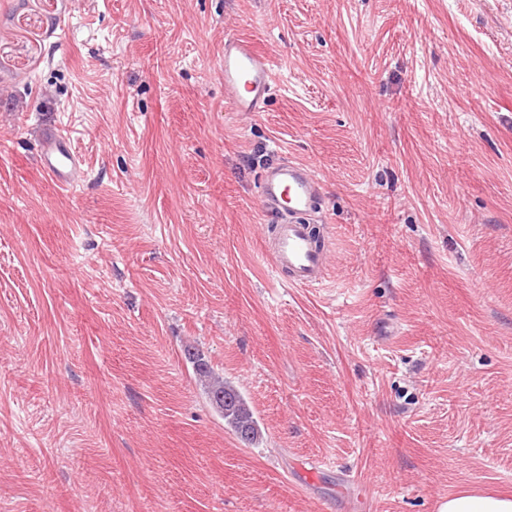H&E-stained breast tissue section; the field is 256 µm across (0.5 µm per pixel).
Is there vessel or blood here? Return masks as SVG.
<instances>
[{"label": "vessel or blood", "instance_id": "1", "mask_svg": "<svg viewBox=\"0 0 512 512\" xmlns=\"http://www.w3.org/2000/svg\"><path fill=\"white\" fill-rule=\"evenodd\" d=\"M224 99L237 112L263 111L274 87L271 65L250 40L224 38ZM38 163L63 186H74L85 176L70 140L50 129L41 138ZM323 192L315 173L294 161H279L265 168L259 185V203L274 225L276 236L270 258L276 274L292 286L318 283L325 255L311 225L301 217L312 211Z\"/></svg>", "mask_w": 512, "mask_h": 512}]
</instances>
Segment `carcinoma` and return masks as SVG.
Here are the masks:
<instances>
[{"instance_id":"obj_1","label":"carcinoma","mask_w":512,"mask_h":512,"mask_svg":"<svg viewBox=\"0 0 512 512\" xmlns=\"http://www.w3.org/2000/svg\"><path fill=\"white\" fill-rule=\"evenodd\" d=\"M186 355L195 366L196 378L203 386L210 405L224 417V421L241 440L247 443L255 441L258 437L257 423L242 395L214 374L196 352L188 349Z\"/></svg>"}]
</instances>
